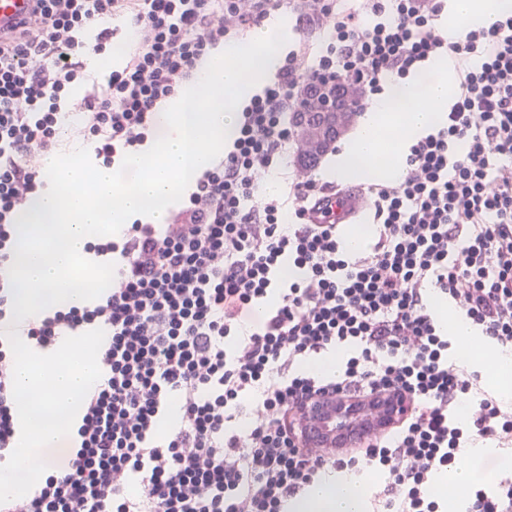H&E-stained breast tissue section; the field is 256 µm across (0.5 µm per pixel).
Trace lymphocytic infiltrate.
<instances>
[{"instance_id":"f902f5d3","label":"lymphocytic infiltrate","mask_w":512,"mask_h":512,"mask_svg":"<svg viewBox=\"0 0 512 512\" xmlns=\"http://www.w3.org/2000/svg\"><path fill=\"white\" fill-rule=\"evenodd\" d=\"M283 9L298 41L243 101L234 138L174 218L92 245L116 266L97 299L13 324L14 217L42 183L86 50L111 47L114 29L95 22L120 21L127 55L84 98L76 134L113 164L142 150L155 112L213 50ZM447 16L448 0H35L0 37V460L17 451V344L108 329L102 375L61 424L64 458L1 495L0 512H288L344 471L384 475L377 512H440L436 476L476 445H512V407L449 357L433 303L512 351V15L454 37ZM439 58L455 71L447 116L407 144L400 180L340 197L311 171L263 192L262 176L295 150L287 117L305 84L353 86L362 112L390 77L411 80ZM340 208L376 226L358 251ZM342 348L353 354L341 369L300 371ZM385 394L410 410L366 447L336 458L302 442L318 399Z\"/></svg>"}]
</instances>
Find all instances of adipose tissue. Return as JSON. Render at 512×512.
Returning <instances> with one entry per match:
<instances>
[{
    "label": "adipose tissue",
    "mask_w": 512,
    "mask_h": 512,
    "mask_svg": "<svg viewBox=\"0 0 512 512\" xmlns=\"http://www.w3.org/2000/svg\"><path fill=\"white\" fill-rule=\"evenodd\" d=\"M512 14V0H450L448 25L481 27ZM453 73L447 61H437L412 85L392 81L389 90L365 112L354 135L336 157V176L344 181L378 178L398 180L403 171L405 140L441 121L448 108ZM100 363L94 353L59 346L39 364L18 366L16 378L29 397L27 426L21 448L0 467V494L11 493L35 470L33 449L56 444L61 419L74 414L79 391L98 379ZM294 512H366L360 484L347 479L315 484L293 507Z\"/></svg>",
    "instance_id": "adipose-tissue-1"
}]
</instances>
